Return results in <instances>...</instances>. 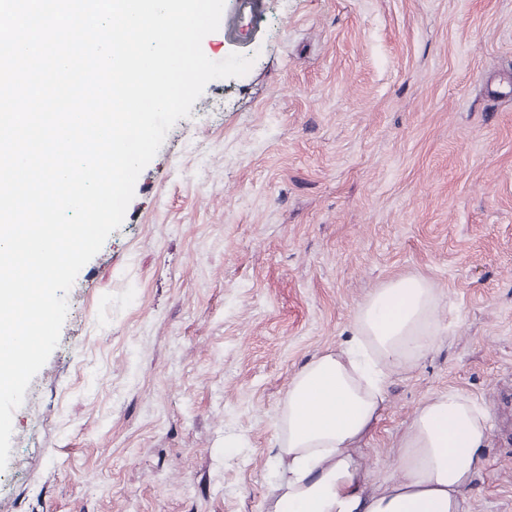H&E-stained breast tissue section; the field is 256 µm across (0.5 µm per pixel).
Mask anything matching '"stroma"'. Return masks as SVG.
Here are the masks:
<instances>
[{"mask_svg":"<svg viewBox=\"0 0 512 512\" xmlns=\"http://www.w3.org/2000/svg\"><path fill=\"white\" fill-rule=\"evenodd\" d=\"M207 84L67 294L13 413L0 512H267L292 377L383 284L441 290L435 346L362 445L393 473L455 388L491 429L472 512H512V0H225Z\"/></svg>","mask_w":512,"mask_h":512,"instance_id":"obj_1","label":"stroma"}]
</instances>
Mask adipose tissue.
<instances>
[{
  "label": "adipose tissue",
  "instance_id": "ef3b65f1",
  "mask_svg": "<svg viewBox=\"0 0 512 512\" xmlns=\"http://www.w3.org/2000/svg\"><path fill=\"white\" fill-rule=\"evenodd\" d=\"M441 292L404 277L375 289L345 348L312 359L283 400L281 481L268 512H471L468 490L490 413L451 390L424 399L397 445L398 469L373 483L361 444L386 403L389 376L413 367L437 338Z\"/></svg>",
  "mask_w": 512,
  "mask_h": 512
}]
</instances>
